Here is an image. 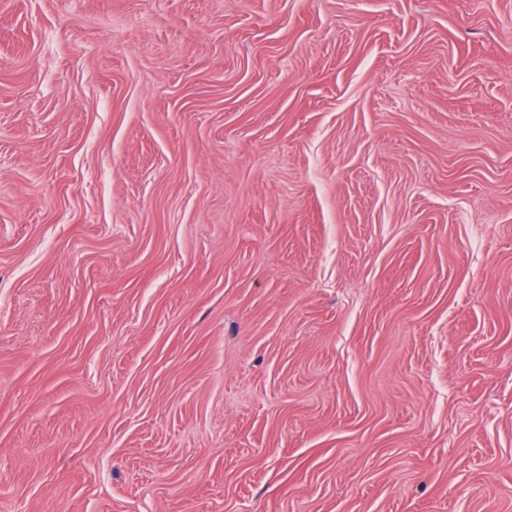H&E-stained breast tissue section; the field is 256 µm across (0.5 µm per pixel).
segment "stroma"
Returning <instances> with one entry per match:
<instances>
[{
	"label": "stroma",
	"mask_w": 512,
	"mask_h": 512,
	"mask_svg": "<svg viewBox=\"0 0 512 512\" xmlns=\"http://www.w3.org/2000/svg\"><path fill=\"white\" fill-rule=\"evenodd\" d=\"M0 512H512V0H0Z\"/></svg>",
	"instance_id": "35a3bbf8"
}]
</instances>
